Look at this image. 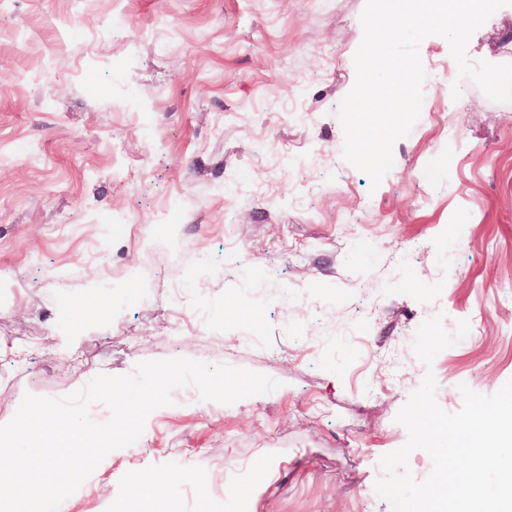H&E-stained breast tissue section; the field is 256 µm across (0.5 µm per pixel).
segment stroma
<instances>
[{"label":"stroma","mask_w":512,"mask_h":512,"mask_svg":"<svg viewBox=\"0 0 512 512\" xmlns=\"http://www.w3.org/2000/svg\"><path fill=\"white\" fill-rule=\"evenodd\" d=\"M366 0H10L0 10V422L139 362L245 368L279 389L195 387L111 451L64 512L129 508L143 473L182 512H390L375 482L399 410L436 379L512 380V103L425 38L420 116L379 186L343 158ZM512 63V6L471 36ZM98 289L108 310L82 304ZM81 339L52 348L66 307ZM462 340L425 366L419 326Z\"/></svg>","instance_id":"obj_1"}]
</instances>
